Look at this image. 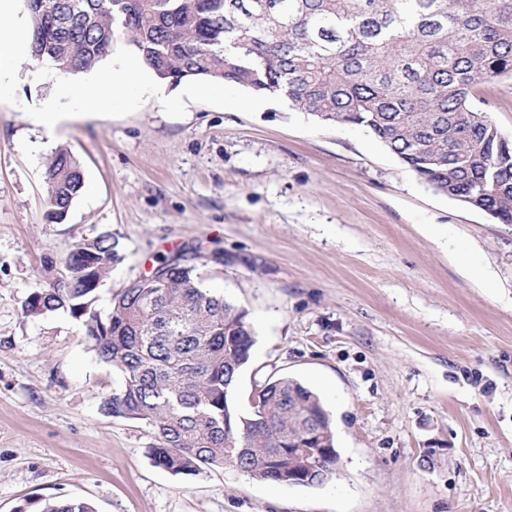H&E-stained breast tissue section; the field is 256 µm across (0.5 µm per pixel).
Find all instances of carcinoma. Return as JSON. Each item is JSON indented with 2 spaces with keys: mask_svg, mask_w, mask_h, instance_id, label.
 <instances>
[{
  "mask_svg": "<svg viewBox=\"0 0 512 512\" xmlns=\"http://www.w3.org/2000/svg\"><path fill=\"white\" fill-rule=\"evenodd\" d=\"M31 57L61 72L94 69L120 38L157 78L233 83L288 99L331 125L365 128L434 192L512 224V139L477 91L512 78V0H28ZM46 219L62 223L83 187L76 158L47 163ZM108 232L84 239L53 287L23 311H68L122 375L109 413L156 431L154 463L173 475L230 466L288 484V448L308 444L314 478L336 465L320 397L300 381L267 382L245 412L230 396L249 361L246 310L201 287L195 266L164 259L95 307L120 260ZM318 433L307 442L310 432ZM38 512H94L41 500Z\"/></svg>",
  "mask_w": 512,
  "mask_h": 512,
  "instance_id": "carcinoma-1",
  "label": "carcinoma"
}]
</instances>
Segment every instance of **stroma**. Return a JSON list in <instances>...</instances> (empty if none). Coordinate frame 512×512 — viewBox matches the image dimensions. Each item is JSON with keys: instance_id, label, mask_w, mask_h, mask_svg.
Masks as SVG:
<instances>
[{"instance_id": "obj_1", "label": "stroma", "mask_w": 512, "mask_h": 512, "mask_svg": "<svg viewBox=\"0 0 512 512\" xmlns=\"http://www.w3.org/2000/svg\"><path fill=\"white\" fill-rule=\"evenodd\" d=\"M37 71L26 62L17 105L0 104V512L40 498L95 512H512V224L436 194L364 128L286 105L249 117L191 102L172 118L150 96L48 135L23 111L51 96ZM479 95L512 137V79ZM58 148L84 187L50 224ZM103 231L121 259L100 310L159 260L191 257L255 332L232 405L249 410L271 379L310 387L333 421L331 480L154 465V428L105 410L122 378L81 321L23 312Z\"/></svg>"}]
</instances>
